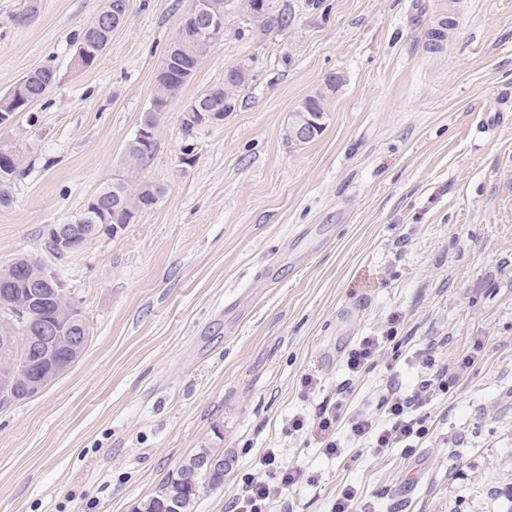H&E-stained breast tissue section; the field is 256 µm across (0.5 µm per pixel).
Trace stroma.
I'll return each mask as SVG.
<instances>
[{"label": "stroma", "mask_w": 512, "mask_h": 512, "mask_svg": "<svg viewBox=\"0 0 512 512\" xmlns=\"http://www.w3.org/2000/svg\"><path fill=\"white\" fill-rule=\"evenodd\" d=\"M191 4L129 0L76 70L103 0H0V92L48 63L61 75L0 129L28 167L0 207V266L48 260L92 327L65 374L0 406V512H135L204 445L232 465L194 512H229L270 450L309 477L271 512H332L347 485L378 512H512V0H267L269 26L231 0L128 174L160 184L158 201L49 258L44 226L125 172ZM234 68L251 76L235 112L181 163L184 104ZM334 74L325 131L288 142L290 113ZM393 316V361L350 375L346 351ZM428 345L472 364L421 409L413 452L327 456L289 433L341 389L350 413H375L419 382ZM95 34H97V36L99 38L98 39L99 44L97 45V51H98L97 55L91 56L92 54H94V51L92 49V43L79 46L77 48V50L75 51L73 59H72V66L75 69H83L84 65H85V69L92 67L97 62L99 57L102 55L103 51L106 49V47L112 40V33L107 38L100 33H96L95 31H91L89 29H86V27H84L81 32V36L79 37L78 44L83 42L85 39L92 37ZM156 145L155 135L146 139H137L135 134L125 148L124 165L127 168V174L130 169L143 166L154 154Z\"/></svg>", "instance_id": "obj_1"}]
</instances>
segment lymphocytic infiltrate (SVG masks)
<instances>
[{"label": "lymphocytic infiltrate", "instance_id": "lymphocytic-infiltrate-1", "mask_svg": "<svg viewBox=\"0 0 512 512\" xmlns=\"http://www.w3.org/2000/svg\"><path fill=\"white\" fill-rule=\"evenodd\" d=\"M396 338L394 325H387L382 335L367 336L353 347L346 357V368L357 375L372 367L379 354ZM417 363L423 379L410 393L404 394L389 389L378 404V415L358 413L345 416L347 405L345 395H337L335 402L324 407L315 420L293 417L288 423L289 432L309 431L325 454H338L345 439H353L376 449L412 447L420 439L425 429L418 416L421 408L438 391H447L452 378L447 367L438 365L431 350H420ZM346 420L349 426L348 438H341L338 431L339 420ZM272 476L268 479L249 477L232 502L230 512H266V506L278 498L285 488L302 483L304 473L298 468L280 466L276 453H268L263 461Z\"/></svg>", "mask_w": 512, "mask_h": 512}]
</instances>
